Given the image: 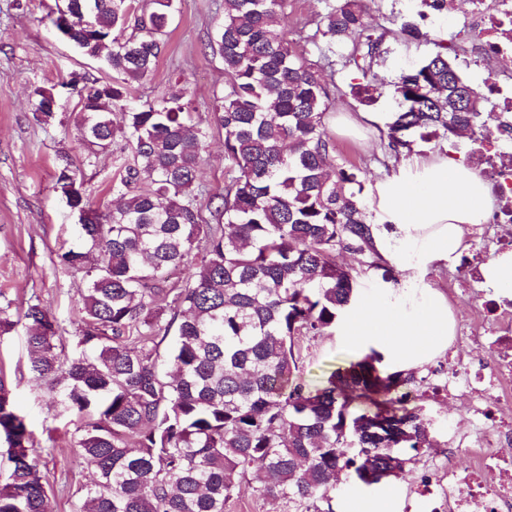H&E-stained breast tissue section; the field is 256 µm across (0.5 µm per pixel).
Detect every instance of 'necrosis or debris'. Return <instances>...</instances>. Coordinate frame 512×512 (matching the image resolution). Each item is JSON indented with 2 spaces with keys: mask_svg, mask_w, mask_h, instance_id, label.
I'll return each instance as SVG.
<instances>
[{
  "mask_svg": "<svg viewBox=\"0 0 512 512\" xmlns=\"http://www.w3.org/2000/svg\"><path fill=\"white\" fill-rule=\"evenodd\" d=\"M466 13L451 38L469 42V62L488 58L506 65L503 76H490L481 93L491 106L493 122L474 121L467 132L473 146L465 159L495 199L492 224L499 229L491 247L474 246L473 265L462 275L483 283L481 271L490 256L512 253V0H465ZM483 319L460 323L457 332L471 340L488 338L496 358L458 361L446 380L437 381L438 396L459 394L471 431L461 448L469 455L458 467L444 455L437 477L418 486L425 512H512V299L487 296Z\"/></svg>",
  "mask_w": 512,
  "mask_h": 512,
  "instance_id": "necrosis-or-debris-1",
  "label": "necrosis or debris"
}]
</instances>
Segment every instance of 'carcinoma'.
Segmentation results:
<instances>
[{"label": "carcinoma", "mask_w": 512, "mask_h": 512, "mask_svg": "<svg viewBox=\"0 0 512 512\" xmlns=\"http://www.w3.org/2000/svg\"><path fill=\"white\" fill-rule=\"evenodd\" d=\"M76 2L94 24L78 48L116 73L70 83L81 143L90 156L118 143L133 163L112 182L107 211L92 207L69 162L55 173L68 207L97 216L79 222V246L57 256L86 280L75 349L39 303L0 307V334L25 321L30 373L77 417L75 447L91 473L82 512H225L251 470L257 497L288 512H334L341 480L379 484L392 458L403 474L440 447L418 405L430 399L429 377L414 390V372H384L374 351L315 391L293 380L301 338L332 334L355 299L361 272L338 256L357 253L365 269L390 277L373 248L367 172L339 157L329 130L325 74L339 60L355 67L363 82L342 95L375 104L383 93L369 74L387 33L414 41L418 27L374 33L367 0H323L314 61L275 27L292 0H224L208 44L224 61V95L203 127L185 111L184 87L160 100L130 96L167 48L174 0H154L141 15L132 0ZM390 95L397 111L380 137L395 152L457 134L484 101L442 42ZM54 100L34 91L37 122L50 123ZM210 130L224 136V192L204 202L198 177ZM161 294L171 297L168 319L155 305ZM170 335L164 374L159 347ZM0 441L11 463L0 512H50L32 433L2 378Z\"/></svg>", "instance_id": "1"}]
</instances>
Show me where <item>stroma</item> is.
<instances>
[{"label": "stroma", "instance_id": "1", "mask_svg": "<svg viewBox=\"0 0 512 512\" xmlns=\"http://www.w3.org/2000/svg\"><path fill=\"white\" fill-rule=\"evenodd\" d=\"M57 5L58 0H0V303L18 307L40 302L72 336L83 282L58 265L57 255L77 245V217L56 187L55 171L61 159H68L84 179L94 206L104 210L112 205V181L131 155L106 151L94 161L85 158L77 140L78 99L63 93L61 84L73 72L99 79L110 78L112 72L57 35L50 20ZM223 21V0H175L167 49L151 77L134 86V98L156 100L173 86H184L195 120L205 119L224 91V63L207 47ZM457 22V16L443 15L432 19L421 40L387 39L385 54L372 68L376 85L389 86L401 72L422 62L435 42L449 40L448 30ZM38 88L60 95L56 117L45 126L37 124L31 112ZM336 142L343 158L367 170L365 200H372L379 181L399 171L401 158L388 149L377 127H367L363 139L340 135ZM421 283L447 297L454 318L477 317L480 297L466 306L455 297L460 288L456 267L444 272L426 268ZM26 334L21 323L0 336V370L33 433L52 512H78L90 471L74 446L69 417L59 415L49 393L28 370ZM356 353L338 328L331 335L310 338L303 344L298 376L318 384ZM431 466V455L423 454L410 473L385 484L341 482L333 496L335 512H345L348 499L368 501L385 487L391 490L392 512H412L414 491Z\"/></svg>", "mask_w": 512, "mask_h": 512}]
</instances>
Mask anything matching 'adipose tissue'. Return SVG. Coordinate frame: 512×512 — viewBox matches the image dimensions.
Wrapping results in <instances>:
<instances>
[{"label": "adipose tissue", "instance_id": "adipose-tissue-1", "mask_svg": "<svg viewBox=\"0 0 512 512\" xmlns=\"http://www.w3.org/2000/svg\"><path fill=\"white\" fill-rule=\"evenodd\" d=\"M373 204L374 248L406 285L356 298L346 311L347 333L379 352L384 365L410 370L446 351L455 325L447 298L419 287L420 271L454 265L466 248V230L486 222L492 200L483 180L441 154L414 158L378 183Z\"/></svg>", "mask_w": 512, "mask_h": 512}]
</instances>
